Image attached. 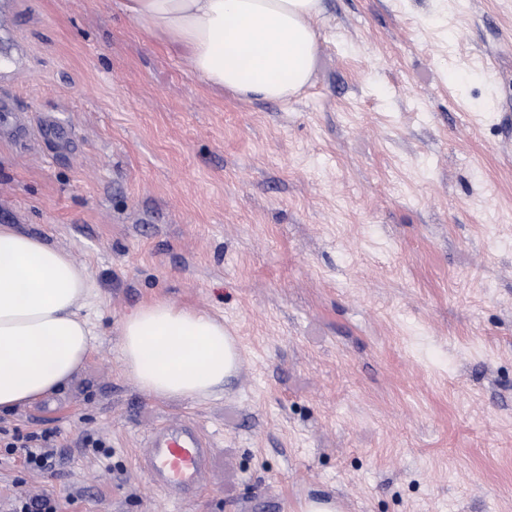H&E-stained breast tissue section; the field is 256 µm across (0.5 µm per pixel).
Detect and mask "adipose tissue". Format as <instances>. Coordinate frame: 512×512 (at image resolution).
Returning a JSON list of instances; mask_svg holds the SVG:
<instances>
[{"mask_svg": "<svg viewBox=\"0 0 512 512\" xmlns=\"http://www.w3.org/2000/svg\"><path fill=\"white\" fill-rule=\"evenodd\" d=\"M143 30L182 49L206 84L285 101L310 81L323 0H123ZM93 293L86 267L36 237L0 227V413L49 398L91 356L82 316ZM122 372L159 399L223 394L240 357L222 321L161 298L124 320Z\"/></svg>", "mask_w": 512, "mask_h": 512, "instance_id": "1", "label": "adipose tissue"}]
</instances>
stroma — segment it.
<instances>
[{
    "instance_id": "35a3bbf8",
    "label": "stroma",
    "mask_w": 512,
    "mask_h": 512,
    "mask_svg": "<svg viewBox=\"0 0 512 512\" xmlns=\"http://www.w3.org/2000/svg\"><path fill=\"white\" fill-rule=\"evenodd\" d=\"M121 3L0 0V225L89 269L97 334L0 416L63 455L0 463V500L19 478L63 512H512V0H324L285 103L203 83ZM151 298L238 337L222 397L123 376ZM168 420L211 442L182 501L138 468Z\"/></svg>"
}]
</instances>
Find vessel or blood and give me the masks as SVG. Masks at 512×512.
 <instances>
[{"instance_id":"1","label":"vessel or blood","mask_w":512,"mask_h":512,"mask_svg":"<svg viewBox=\"0 0 512 512\" xmlns=\"http://www.w3.org/2000/svg\"><path fill=\"white\" fill-rule=\"evenodd\" d=\"M209 451L201 428L190 422H165L150 432L139 466L152 486L180 495L203 485Z\"/></svg>"}]
</instances>
